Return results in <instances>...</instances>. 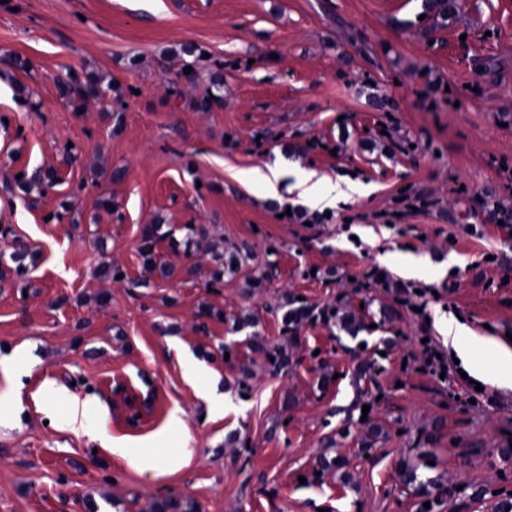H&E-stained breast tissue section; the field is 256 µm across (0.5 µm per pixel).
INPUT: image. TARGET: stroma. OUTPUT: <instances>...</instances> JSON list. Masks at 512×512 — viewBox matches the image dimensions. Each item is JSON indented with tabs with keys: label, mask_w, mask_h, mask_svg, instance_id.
Returning a JSON list of instances; mask_svg holds the SVG:
<instances>
[{
	"label": "stroma",
	"mask_w": 512,
	"mask_h": 512,
	"mask_svg": "<svg viewBox=\"0 0 512 512\" xmlns=\"http://www.w3.org/2000/svg\"><path fill=\"white\" fill-rule=\"evenodd\" d=\"M71 74L108 87V104L70 106ZM276 160L360 189L314 221L296 194L237 178ZM39 168L55 185L25 194L15 174ZM511 181L512 0H0V253L36 256L26 288L0 279V354L28 352L19 378L0 372V512H151L170 497L192 512H496L512 494V388L495 352L472 350L483 382L414 357L421 333L447 346L451 314L512 334V235L473 201L512 196ZM414 194L432 207L382 222ZM149 224L173 232L156 247L170 277L144 271ZM216 241L250 256L214 291ZM404 255L440 293L425 324L360 283L372 266L403 277ZM110 264L125 281L100 276ZM298 297L364 328L285 333L280 308ZM247 315L286 352L282 372L236 330ZM187 353L218 375L223 414ZM116 440L182 466L139 472ZM422 454L426 494L399 476ZM323 455L346 466L313 479Z\"/></svg>",
	"instance_id": "stroma-1"
}]
</instances>
